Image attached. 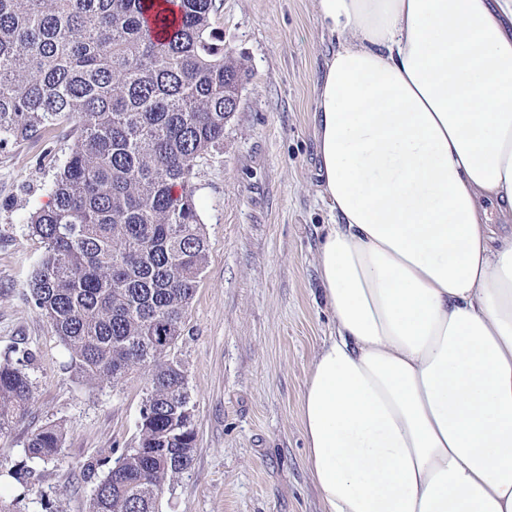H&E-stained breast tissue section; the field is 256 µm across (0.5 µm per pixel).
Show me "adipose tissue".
I'll list each match as a JSON object with an SVG mask.
<instances>
[{
	"mask_svg": "<svg viewBox=\"0 0 512 512\" xmlns=\"http://www.w3.org/2000/svg\"><path fill=\"white\" fill-rule=\"evenodd\" d=\"M323 512H512V0H317Z\"/></svg>",
	"mask_w": 512,
	"mask_h": 512,
	"instance_id": "1",
	"label": "adipose tissue"
}]
</instances>
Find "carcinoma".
<instances>
[{"mask_svg": "<svg viewBox=\"0 0 512 512\" xmlns=\"http://www.w3.org/2000/svg\"><path fill=\"white\" fill-rule=\"evenodd\" d=\"M0 0V146L73 123L52 204L22 218L44 254L30 301L69 354L66 368L152 388L137 447L80 464L88 512H157L190 467L193 406L170 352L208 262L195 203L199 160L224 145L244 70L213 27L216 0ZM31 353L0 357V437L32 398ZM51 422L25 453L48 462Z\"/></svg>", "mask_w": 512, "mask_h": 512, "instance_id": "carcinoma-1", "label": "carcinoma"}]
</instances>
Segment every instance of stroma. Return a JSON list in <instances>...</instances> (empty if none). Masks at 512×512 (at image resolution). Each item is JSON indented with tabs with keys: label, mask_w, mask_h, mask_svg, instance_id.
<instances>
[{
	"label": "stroma",
	"mask_w": 512,
	"mask_h": 512,
	"mask_svg": "<svg viewBox=\"0 0 512 512\" xmlns=\"http://www.w3.org/2000/svg\"><path fill=\"white\" fill-rule=\"evenodd\" d=\"M215 25L246 70L239 106L194 180L209 259L171 355L181 362L196 434L188 470L159 512H322L307 470L299 402L331 328L317 254L333 216L318 194L315 84L331 47L317 0H223ZM73 144L55 131L0 147V355L31 352L32 401L0 437V507L88 512L79 465L131 448L145 380L88 384L30 302L44 252L20 218L49 205L48 184ZM64 426L55 461L30 464L28 438ZM29 470L27 485L13 472Z\"/></svg>",
	"instance_id": "stroma-1"
}]
</instances>
